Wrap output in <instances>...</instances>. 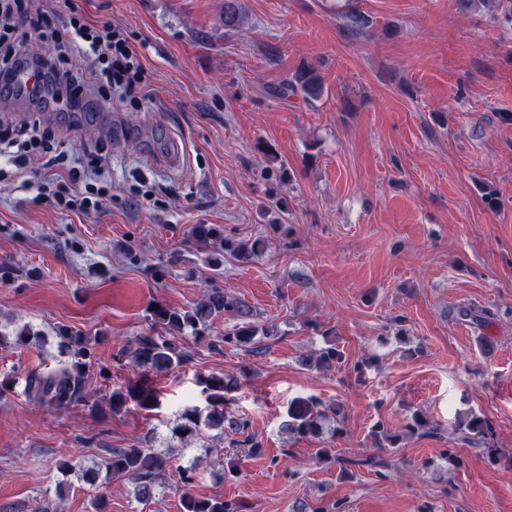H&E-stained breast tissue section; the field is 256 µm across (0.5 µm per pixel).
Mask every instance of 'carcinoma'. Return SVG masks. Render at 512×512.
I'll return each mask as SVG.
<instances>
[{
  "label": "carcinoma",
  "mask_w": 512,
  "mask_h": 512,
  "mask_svg": "<svg viewBox=\"0 0 512 512\" xmlns=\"http://www.w3.org/2000/svg\"><path fill=\"white\" fill-rule=\"evenodd\" d=\"M240 21V7L236 0H224V26L235 27ZM300 91L309 97L321 93L319 76L312 69L299 72L295 79L285 82L281 92ZM198 243L206 245L213 241H221L224 250L233 253L242 260H248L260 254L266 246L262 237L253 240L232 241L221 237V231L211 224H197L193 229ZM233 312L241 318L249 315L245 305L229 298L222 288H210L204 298L188 310H177L167 306H159L150 310L153 326L162 329L154 336H139L132 342L133 358L136 365L145 371L165 373L182 366L188 355L177 340V336L191 331L194 338H206L210 321ZM460 321L482 327L487 322L486 311L473 306H460L457 309ZM59 353L65 357L61 366L48 373L32 374L26 379V392L31 400L41 405L57 409L69 407L86 399V375L90 363L91 350L87 337L67 326H59L56 331ZM37 338L31 330L24 326L6 335L0 332V346L7 344L25 345ZM224 343L243 348L246 351L261 355L266 346L257 338V329L248 322H243L230 332L224 333ZM343 352L336 347V340L326 338V346L316 354H311L307 361L318 370L330 368L341 362ZM202 392L207 396L209 406L206 417H200L197 409L187 410L177 431L184 440L200 435V426L210 428L231 429L245 438L239 445L253 454L261 448V441L247 433L248 422L242 417L228 413L229 399L226 394L233 391L237 381L224 376L212 375L200 380ZM134 401L148 410L158 405L157 394L150 386L142 383L131 385L126 390H114L111 396V408L117 410L127 402ZM341 410L336 405H326L314 398H296L288 406L284 427L291 432L306 437H318L324 433L328 422H336ZM458 427L470 436L482 441L487 436L488 426L480 416L470 413L458 421ZM171 458L159 454L150 448L132 447L119 448L112 451L104 461L107 473L114 476H125L135 484V492L139 499L152 497L155 486L165 474ZM182 512H238V506L232 501L217 498H198L190 494L181 500Z\"/></svg>",
  "instance_id": "obj_1"
}]
</instances>
